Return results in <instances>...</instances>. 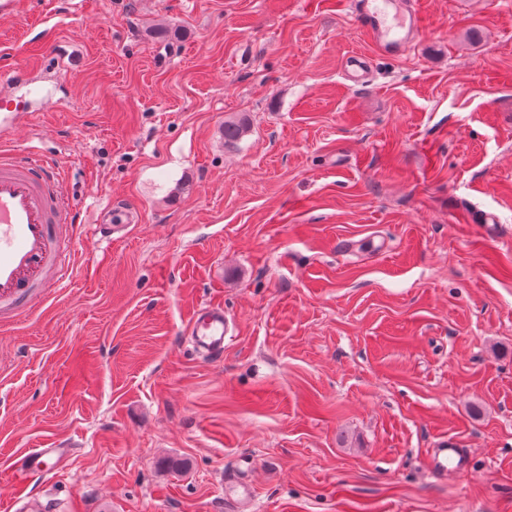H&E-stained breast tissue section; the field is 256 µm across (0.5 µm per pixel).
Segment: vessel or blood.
Here are the masks:
<instances>
[{
  "instance_id": "b4317fda",
  "label": "vessel or blood",
  "mask_w": 512,
  "mask_h": 512,
  "mask_svg": "<svg viewBox=\"0 0 512 512\" xmlns=\"http://www.w3.org/2000/svg\"><path fill=\"white\" fill-rule=\"evenodd\" d=\"M352 18L378 55L400 58L409 54L419 40L426 17L420 0H348ZM38 57L22 67L0 69V102L9 103L13 91L35 94V73L40 57L64 56L66 50L45 36L37 45ZM62 163L32 152L0 149V309L20 310L42 298L70 277V256L79 244L78 218L65 194ZM230 324L220 304L194 310L189 326L193 349L205 360L224 354ZM62 448H32L18 456L13 465V486L24 492L61 462ZM468 457L454 441H443L434 449L429 468L441 474L464 473ZM225 497L238 512H250L249 486L230 479Z\"/></svg>"
}]
</instances>
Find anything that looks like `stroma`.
I'll return each mask as SVG.
<instances>
[{"instance_id":"35a3bbf8","label":"stroma","mask_w":512,"mask_h":512,"mask_svg":"<svg viewBox=\"0 0 512 512\" xmlns=\"http://www.w3.org/2000/svg\"><path fill=\"white\" fill-rule=\"evenodd\" d=\"M403 59L339 0H54L7 137L60 160L85 226L72 276L0 327V475L70 451L18 512H512V0H424ZM248 133L224 141V123ZM130 202L106 240L93 221ZM477 211L494 224L473 222ZM233 321L218 361L194 308ZM471 471L433 474L445 439ZM119 209V206H117L115 203L112 205L111 202L106 214L112 212V221H110L109 224H103V220H99V223L96 224L97 227L104 228L105 232L110 237H112V233L123 231L127 227L126 224L138 221V214L136 211L132 209ZM230 324L221 304H207L194 310L189 326L193 349L205 360L213 361L224 354V340ZM224 489L226 500L234 501L238 510L244 512L251 510L252 494L247 484L236 479H228L225 482Z\"/></svg>"}]
</instances>
